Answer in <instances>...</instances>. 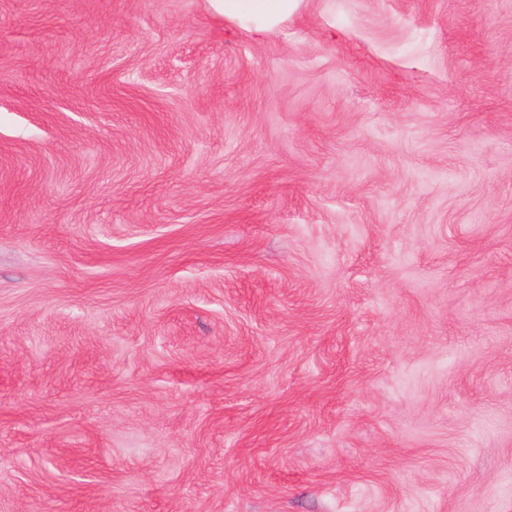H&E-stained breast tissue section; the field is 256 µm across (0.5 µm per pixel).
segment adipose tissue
I'll list each match as a JSON object with an SVG mask.
<instances>
[{
    "instance_id": "obj_1",
    "label": "adipose tissue",
    "mask_w": 512,
    "mask_h": 512,
    "mask_svg": "<svg viewBox=\"0 0 512 512\" xmlns=\"http://www.w3.org/2000/svg\"><path fill=\"white\" fill-rule=\"evenodd\" d=\"M303 0H210L212 8L254 35L277 29L294 14Z\"/></svg>"
}]
</instances>
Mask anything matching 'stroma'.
<instances>
[{
  "mask_svg": "<svg viewBox=\"0 0 512 512\" xmlns=\"http://www.w3.org/2000/svg\"><path fill=\"white\" fill-rule=\"evenodd\" d=\"M0 512H512V0H0ZM224 18L254 35L277 29L294 14L303 0H209Z\"/></svg>",
  "mask_w": 512,
  "mask_h": 512,
  "instance_id": "obj_1",
  "label": "stroma"
}]
</instances>
